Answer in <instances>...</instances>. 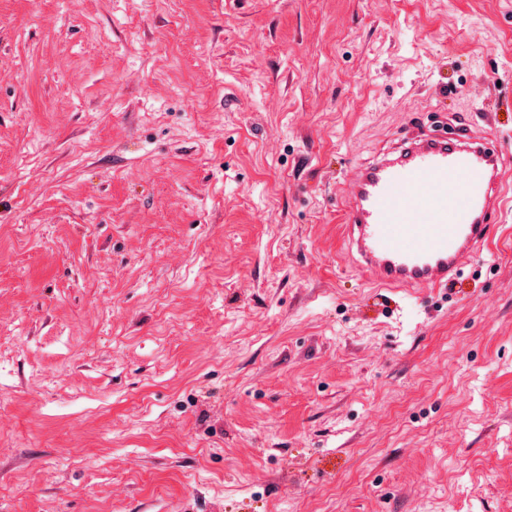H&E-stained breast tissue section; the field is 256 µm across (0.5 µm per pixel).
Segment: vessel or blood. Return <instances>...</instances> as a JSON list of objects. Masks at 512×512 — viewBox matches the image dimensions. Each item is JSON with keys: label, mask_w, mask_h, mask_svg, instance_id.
<instances>
[{"label": "vessel or blood", "mask_w": 512, "mask_h": 512, "mask_svg": "<svg viewBox=\"0 0 512 512\" xmlns=\"http://www.w3.org/2000/svg\"><path fill=\"white\" fill-rule=\"evenodd\" d=\"M512 163L480 137L425 133L354 169L344 195L349 247L377 288H439L458 280L503 210Z\"/></svg>", "instance_id": "vessel-or-blood-1"}]
</instances>
